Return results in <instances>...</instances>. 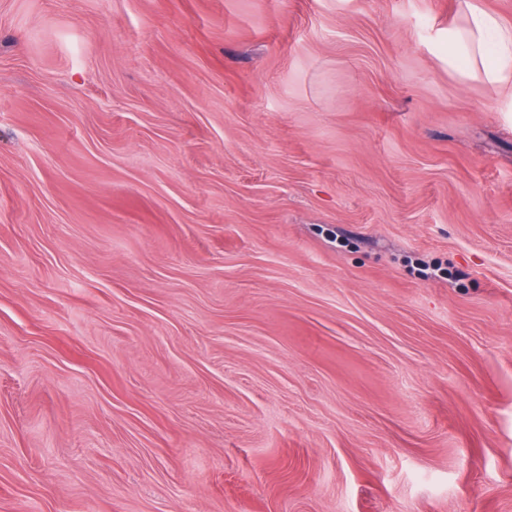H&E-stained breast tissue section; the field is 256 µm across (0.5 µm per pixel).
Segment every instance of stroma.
I'll use <instances>...</instances> for the list:
<instances>
[{"mask_svg": "<svg viewBox=\"0 0 512 512\" xmlns=\"http://www.w3.org/2000/svg\"><path fill=\"white\" fill-rule=\"evenodd\" d=\"M460 0H0V512H512V105ZM448 68L464 81L510 88L512 104V23L466 3L462 24L448 26Z\"/></svg>", "mask_w": 512, "mask_h": 512, "instance_id": "35a3bbf8", "label": "stroma"}]
</instances>
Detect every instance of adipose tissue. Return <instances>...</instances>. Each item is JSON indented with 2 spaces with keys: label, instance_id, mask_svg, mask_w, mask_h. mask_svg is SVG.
I'll use <instances>...</instances> for the list:
<instances>
[{
  "label": "adipose tissue",
  "instance_id": "1",
  "mask_svg": "<svg viewBox=\"0 0 512 512\" xmlns=\"http://www.w3.org/2000/svg\"><path fill=\"white\" fill-rule=\"evenodd\" d=\"M448 67L461 80L480 78L512 89V23L470 0L462 23L448 28Z\"/></svg>",
  "mask_w": 512,
  "mask_h": 512
}]
</instances>
